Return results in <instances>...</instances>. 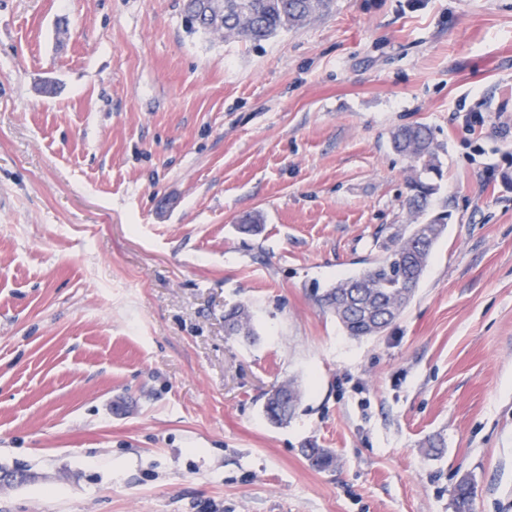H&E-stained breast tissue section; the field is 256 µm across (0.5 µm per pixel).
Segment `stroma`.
<instances>
[{"label": "stroma", "mask_w": 512, "mask_h": 512, "mask_svg": "<svg viewBox=\"0 0 512 512\" xmlns=\"http://www.w3.org/2000/svg\"><path fill=\"white\" fill-rule=\"evenodd\" d=\"M416 123L448 229L354 339L316 296L409 223ZM506 172L512 0H334L258 45L184 0H0V512H455L463 479L512 512ZM224 327L229 335L253 336L251 315L246 305H237L224 314ZM300 399V390L294 382L282 383L267 394L263 412L271 423L287 424L295 415Z\"/></svg>", "instance_id": "stroma-1"}]
</instances>
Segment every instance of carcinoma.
Returning <instances> with one entry per match:
<instances>
[{"label": "carcinoma", "instance_id": "cac0c4a2", "mask_svg": "<svg viewBox=\"0 0 512 512\" xmlns=\"http://www.w3.org/2000/svg\"><path fill=\"white\" fill-rule=\"evenodd\" d=\"M332 0H224V32L252 43L301 27L311 17L330 9ZM207 0H186V14L199 21L190 29L216 32L207 24ZM393 148L412 162L404 205L416 219L425 215L437 187L429 174L440 171L437 146L430 128L424 124L400 126L392 132ZM448 215L439 213L427 222L402 224L382 245V254L369 261L361 272L342 278L317 297L320 307L332 313L347 335L353 338L376 336L392 324L410 303L423 279L436 243L447 230ZM230 335H254L246 305H237L224 314ZM300 390L292 381L275 387L263 405L266 418L275 425L288 423L296 413ZM308 461L321 470L335 466L329 448H307ZM473 489L466 481L456 487L457 512H471Z\"/></svg>", "mask_w": 512, "mask_h": 512}]
</instances>
